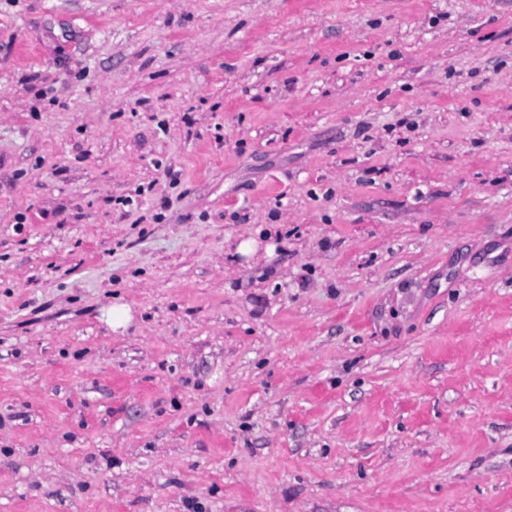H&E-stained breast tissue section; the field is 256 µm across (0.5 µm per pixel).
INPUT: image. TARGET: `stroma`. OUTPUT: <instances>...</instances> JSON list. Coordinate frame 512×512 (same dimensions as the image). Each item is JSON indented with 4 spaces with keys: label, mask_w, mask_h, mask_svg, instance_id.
Masks as SVG:
<instances>
[{
    "label": "stroma",
    "mask_w": 512,
    "mask_h": 512,
    "mask_svg": "<svg viewBox=\"0 0 512 512\" xmlns=\"http://www.w3.org/2000/svg\"><path fill=\"white\" fill-rule=\"evenodd\" d=\"M0 512H512V0H0Z\"/></svg>",
    "instance_id": "stroma-1"
}]
</instances>
